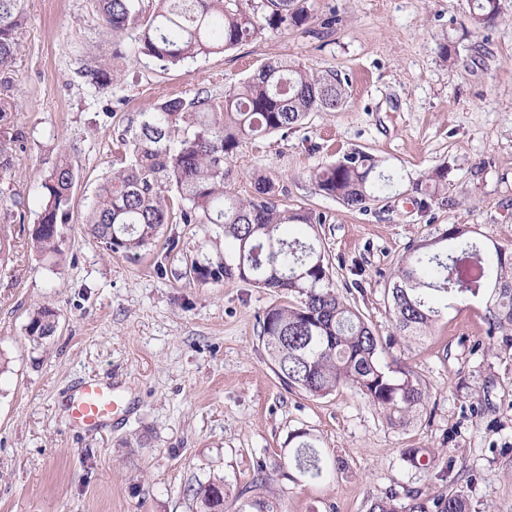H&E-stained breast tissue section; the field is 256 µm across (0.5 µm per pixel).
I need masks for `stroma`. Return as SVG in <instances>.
I'll list each match as a JSON object with an SVG mask.
<instances>
[{
    "instance_id": "35a3bbf8",
    "label": "stroma",
    "mask_w": 512,
    "mask_h": 512,
    "mask_svg": "<svg viewBox=\"0 0 512 512\" xmlns=\"http://www.w3.org/2000/svg\"><path fill=\"white\" fill-rule=\"evenodd\" d=\"M20 50L0 94L16 108L0 130L23 147L0 194L16 195L25 224L40 213L39 176L68 155L78 172L64 258L18 252L0 263V512H199L191 490L224 481V512L259 465L272 469L281 512H366L392 489L468 495L471 512H512V345L488 333L489 294L452 298L427 336L393 334L387 297L405 249L452 225L512 251V0L503 20L474 30L468 0H308L310 21L263 30L217 54L164 69L132 57L102 88L80 71L106 39L94 0H22ZM448 45L455 63L440 57ZM285 58L348 82L340 111L310 113L288 137L243 142L227 191L269 176L279 199L322 218L318 231L341 295L384 339V363L410 366L426 391L407 424L391 425L357 391L316 398L281 385L259 319L281 297L238 279L193 285L189 258L223 252L198 224H168L177 247L166 274L156 251L110 254L82 220L98 183L126 150L130 118L169 97L223 94L265 62ZM361 151L400 173L366 212L321 195L316 169ZM448 168V191L412 204V181ZM57 314L33 343L30 313ZM83 379H108L131 411L87 432L65 408ZM318 440L325 475H282L289 432ZM406 448L436 464L412 469Z\"/></svg>"
}]
</instances>
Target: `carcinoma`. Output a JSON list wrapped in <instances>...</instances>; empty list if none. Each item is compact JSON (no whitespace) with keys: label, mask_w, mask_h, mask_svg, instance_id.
Instances as JSON below:
<instances>
[{"label":"carcinoma","mask_w":512,"mask_h":512,"mask_svg":"<svg viewBox=\"0 0 512 512\" xmlns=\"http://www.w3.org/2000/svg\"><path fill=\"white\" fill-rule=\"evenodd\" d=\"M21 0H0V72L14 66L23 23ZM103 27L114 37L112 64L90 66L81 76L110 86L122 77L117 61L128 58L119 37L132 32L131 53L161 67L235 47L265 28L286 30L308 23L307 0H157L141 19L135 0H97ZM474 29L502 19L500 0H470ZM347 97L338 74L310 71L286 59H273L238 85L213 96L200 91L175 97L130 121L121 138L128 157L98 186L87 207V234L102 248L137 257L156 246L166 224H207L224 236V255L195 259L183 276L197 285L240 279L294 297L259 318V338L284 387L325 397L340 387L355 389L369 404L397 422L420 407L425 391L418 376L401 365L379 360L380 338L361 313L341 297L332 266L321 248L307 210L274 199L267 177L255 181V194L240 198L224 190L226 163L246 140L287 136L311 112H336ZM17 141L0 135V178L14 165ZM380 160L351 152L311 175L317 191L352 211L394 186L397 175L379 171ZM77 173L64 157L39 179L41 213L29 230L28 244L41 253H64V231L74 208ZM448 189V169L439 166L411 184V191L434 196ZM452 226L430 240L409 246L388 288L396 333L419 338L440 316V301L450 295L476 297L490 288L495 298L489 329L512 341V255L494 247L495 261L477 241H461ZM56 318L49 308L30 316L26 331L38 342L52 335ZM291 464L311 479L324 476L316 438L307 430L289 433ZM403 459L427 469L430 454L405 448ZM267 488L266 468L238 492L235 512H276ZM203 512H223L224 481L193 489ZM368 512H471L461 491L433 497L418 489L404 497L391 490L374 496Z\"/></svg>","instance_id":"cac0c4a2"}]
</instances>
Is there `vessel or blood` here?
Wrapping results in <instances>:
<instances>
[{"mask_svg": "<svg viewBox=\"0 0 512 512\" xmlns=\"http://www.w3.org/2000/svg\"><path fill=\"white\" fill-rule=\"evenodd\" d=\"M66 407L70 422L90 431L111 423L120 410L111 383L98 379L81 382Z\"/></svg>", "mask_w": 512, "mask_h": 512, "instance_id": "b4317fda", "label": "vessel or blood"}]
</instances>
